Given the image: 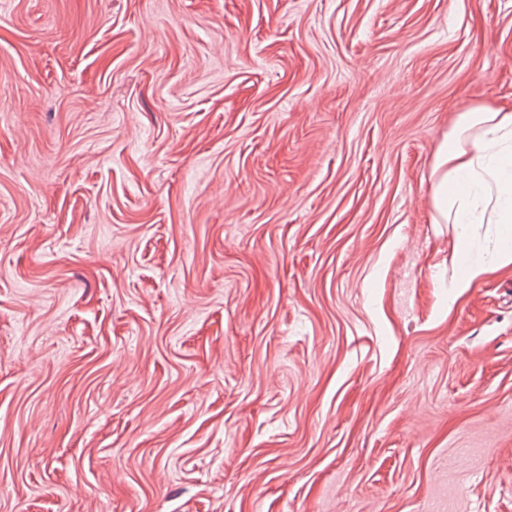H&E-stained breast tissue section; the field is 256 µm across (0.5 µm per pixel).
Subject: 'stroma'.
<instances>
[{
    "label": "stroma",
    "mask_w": 512,
    "mask_h": 512,
    "mask_svg": "<svg viewBox=\"0 0 512 512\" xmlns=\"http://www.w3.org/2000/svg\"><path fill=\"white\" fill-rule=\"evenodd\" d=\"M476 106L512 0H0V512H512ZM432 178L433 221L456 233L458 273L448 288L458 296L512 264V108L461 112L435 154ZM484 224L492 246L475 255Z\"/></svg>",
    "instance_id": "35a3bbf8"
}]
</instances>
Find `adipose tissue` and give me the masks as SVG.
<instances>
[{
  "mask_svg": "<svg viewBox=\"0 0 512 512\" xmlns=\"http://www.w3.org/2000/svg\"><path fill=\"white\" fill-rule=\"evenodd\" d=\"M434 223L453 225L461 295L512 264V108L460 113L432 166Z\"/></svg>",
  "mask_w": 512,
  "mask_h": 512,
  "instance_id": "1",
  "label": "adipose tissue"
}]
</instances>
